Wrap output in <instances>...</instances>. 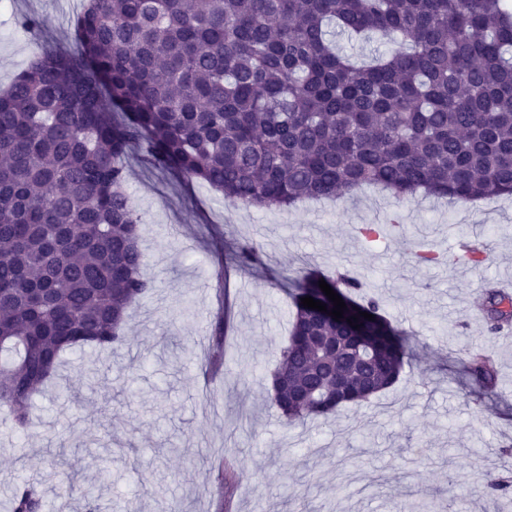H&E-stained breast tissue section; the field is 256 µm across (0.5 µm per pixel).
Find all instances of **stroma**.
<instances>
[{
	"label": "stroma",
	"mask_w": 512,
	"mask_h": 512,
	"mask_svg": "<svg viewBox=\"0 0 512 512\" xmlns=\"http://www.w3.org/2000/svg\"><path fill=\"white\" fill-rule=\"evenodd\" d=\"M0 14V90L29 64L39 41L17 25L41 19L45 41L74 43L82 0H18ZM128 195L142 220L141 247L155 279L133 305L112 350L67 352L33 399V426L19 433L0 413V512L19 478L38 482L45 512H411L429 500L444 512H512L487 477L512 486V328L489 334L472 299L484 284L512 280V197L448 204L399 200L377 187L343 199L259 211L228 204L207 183L178 182L127 161ZM399 220L400 231L365 241L358 227ZM486 242L479 268L453 258L460 232ZM448 255L416 265L413 243ZM260 245L267 270L239 271L218 303L212 254ZM349 267L384 299L392 324H416L413 358L397 382L325 422L291 425L271 402V374L287 344L288 286L302 272ZM226 306L223 373L206 376L210 322ZM495 362L492 391L467 373V351ZM368 443H359L358 433ZM111 457L107 482L98 460ZM235 476L218 500V469Z\"/></svg>",
	"instance_id": "stroma-1"
}]
</instances>
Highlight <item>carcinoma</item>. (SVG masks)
<instances>
[{
  "mask_svg": "<svg viewBox=\"0 0 512 512\" xmlns=\"http://www.w3.org/2000/svg\"><path fill=\"white\" fill-rule=\"evenodd\" d=\"M393 49L357 66L335 38ZM203 181L234 204L285 209L380 186L468 204L512 195V4L508 0H84L75 45L42 48L0 92V411L25 432L63 352L122 341L155 280L126 193V158ZM429 266L443 257L412 251ZM460 259H487L482 243ZM264 265L254 245L218 248L225 268ZM294 282L288 344L271 376L289 424L328 421L392 386L406 335L376 294L343 274ZM310 296L327 311L308 309ZM489 331L512 298L487 295ZM374 315L368 321L360 316ZM356 317L359 328L348 323ZM224 364V317L211 322ZM486 388L495 369L470 350ZM18 483L11 512H44Z\"/></svg>",
  "mask_w": 512,
  "mask_h": 512,
  "instance_id": "obj_1",
  "label": "carcinoma"
}]
</instances>
